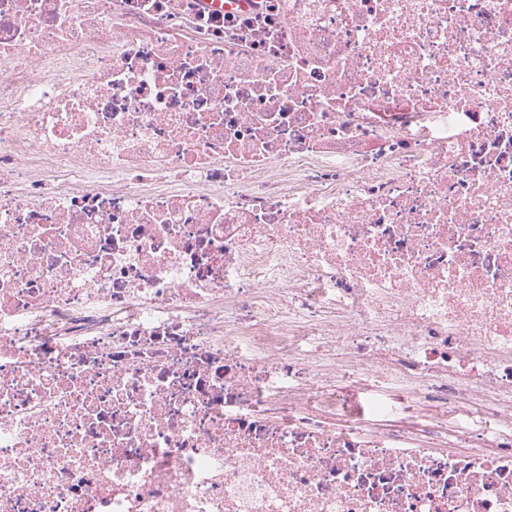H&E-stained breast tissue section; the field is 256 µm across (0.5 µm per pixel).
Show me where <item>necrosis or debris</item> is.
Returning <instances> with one entry per match:
<instances>
[{"label": "necrosis or debris", "instance_id": "necrosis-or-debris-1", "mask_svg": "<svg viewBox=\"0 0 512 512\" xmlns=\"http://www.w3.org/2000/svg\"><path fill=\"white\" fill-rule=\"evenodd\" d=\"M0 512H512V0H0Z\"/></svg>", "mask_w": 512, "mask_h": 512}]
</instances>
